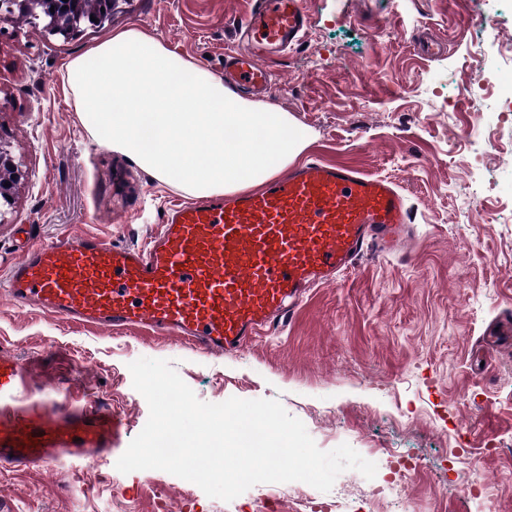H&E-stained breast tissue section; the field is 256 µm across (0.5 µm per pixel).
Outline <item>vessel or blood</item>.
Masks as SVG:
<instances>
[{
  "instance_id": "b4317fda",
  "label": "vessel or blood",
  "mask_w": 512,
  "mask_h": 512,
  "mask_svg": "<svg viewBox=\"0 0 512 512\" xmlns=\"http://www.w3.org/2000/svg\"><path fill=\"white\" fill-rule=\"evenodd\" d=\"M304 0H251L224 53L235 85L264 95V57L301 43ZM407 200L390 178L313 159L259 193L173 205L143 244L115 246L89 233L27 245L0 277V294L75 323L142 327L221 358L283 323L309 288L346 271L367 249L405 255ZM28 361L0 354V468L111 452L117 418L80 387L49 404L30 398Z\"/></svg>"
}]
</instances>
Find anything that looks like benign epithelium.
Masks as SVG:
<instances>
[{"label": "benign epithelium", "mask_w": 512, "mask_h": 512, "mask_svg": "<svg viewBox=\"0 0 512 512\" xmlns=\"http://www.w3.org/2000/svg\"><path fill=\"white\" fill-rule=\"evenodd\" d=\"M105 11L90 14L83 10V0H0V22L12 20L16 14L36 20L42 16L51 19L52 32L64 37L78 30L82 23L91 22L90 16L103 21L112 13V0H104ZM18 168L10 155L0 149V222L11 210L16 199Z\"/></svg>", "instance_id": "7a95c632"}]
</instances>
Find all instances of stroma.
<instances>
[{
	"label": "stroma",
	"instance_id": "obj_1",
	"mask_svg": "<svg viewBox=\"0 0 512 512\" xmlns=\"http://www.w3.org/2000/svg\"><path fill=\"white\" fill-rule=\"evenodd\" d=\"M99 26L69 36L45 20L0 25V144L21 174L0 223V274L18 229L137 244L183 192L82 125L66 65L136 26L224 73L248 0H112ZM302 43L269 60L263 104L312 134L304 158L344 161L392 178L414 238L401 258L367 253L312 288L286 327L224 359L137 329L66 322L0 298V352L33 364L32 387L63 398L87 387L122 427L112 455L1 470L16 512H512V344L486 351V329L512 313V109L491 80L512 70V0H305ZM445 52L424 55L426 40ZM169 360L197 398L276 399L318 448L349 444L379 459L374 479L347 470L329 492L255 485L232 501L161 470L113 475L149 408L128 365ZM407 477H400L402 466ZM401 484L389 504L377 485Z\"/></svg>",
	"mask_w": 512,
	"mask_h": 512
}]
</instances>
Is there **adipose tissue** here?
I'll return each instance as SVG.
<instances>
[{"label":"adipose tissue","instance_id":"adipose-tissue-1","mask_svg":"<svg viewBox=\"0 0 512 512\" xmlns=\"http://www.w3.org/2000/svg\"><path fill=\"white\" fill-rule=\"evenodd\" d=\"M67 82L92 137L193 197L258 191L311 141L289 113L258 106L207 69L128 28L72 59Z\"/></svg>","mask_w":512,"mask_h":512}]
</instances>
